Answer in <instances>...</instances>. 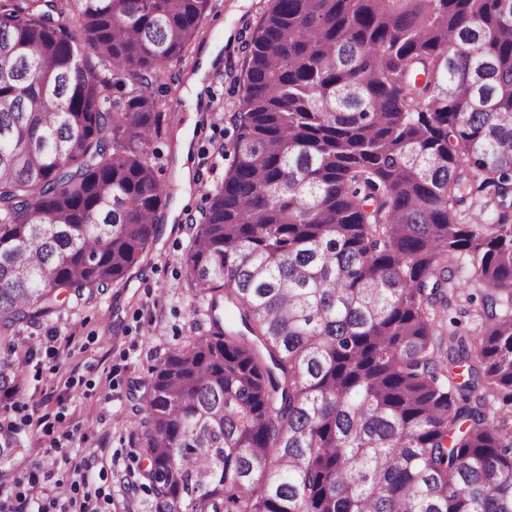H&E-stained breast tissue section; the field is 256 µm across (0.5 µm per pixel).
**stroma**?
<instances>
[{
	"instance_id": "stroma-1",
	"label": "stroma",
	"mask_w": 512,
	"mask_h": 512,
	"mask_svg": "<svg viewBox=\"0 0 512 512\" xmlns=\"http://www.w3.org/2000/svg\"><path fill=\"white\" fill-rule=\"evenodd\" d=\"M268 6L269 0H215L187 63L169 68L153 86L165 105L154 148L169 201L140 267L92 299L68 298L61 313L22 326L12 347L0 345V359L21 370L16 407L0 415L16 432L15 453L0 460V484L13 487L33 471L68 481L74 466L91 455L90 479L101 492L103 512H154L133 422L157 362L209 328L181 261L192 241V219L232 162L226 148L242 93L244 46ZM213 46L218 57L203 68L202 57ZM197 74L204 84L198 100L188 84ZM189 124L194 174L187 183L177 147Z\"/></svg>"
}]
</instances>
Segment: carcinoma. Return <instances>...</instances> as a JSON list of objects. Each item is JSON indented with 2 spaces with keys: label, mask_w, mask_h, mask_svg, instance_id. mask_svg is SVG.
<instances>
[{
  "label": "carcinoma",
  "mask_w": 512,
  "mask_h": 512,
  "mask_svg": "<svg viewBox=\"0 0 512 512\" xmlns=\"http://www.w3.org/2000/svg\"><path fill=\"white\" fill-rule=\"evenodd\" d=\"M209 3L0 0L1 340L149 251L152 85ZM231 150L210 329L141 396L155 512H512V0H271Z\"/></svg>",
  "instance_id": "cac0c4a2"
}]
</instances>
